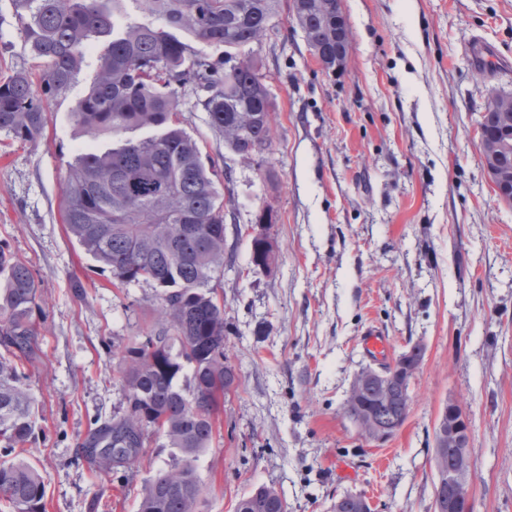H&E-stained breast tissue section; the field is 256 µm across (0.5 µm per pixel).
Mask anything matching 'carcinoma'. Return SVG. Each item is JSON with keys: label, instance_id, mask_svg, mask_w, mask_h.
Masks as SVG:
<instances>
[{"label": "carcinoma", "instance_id": "carcinoma-1", "mask_svg": "<svg viewBox=\"0 0 512 512\" xmlns=\"http://www.w3.org/2000/svg\"><path fill=\"white\" fill-rule=\"evenodd\" d=\"M123 0H14L21 37L33 71L0 82V133L31 142L48 124L47 105L96 54L92 85L70 112L74 127L94 141L112 136V148L87 146L65 176L66 231L121 285L159 289L161 318L130 339L118 362L127 408L89 433L85 455L100 471L139 460L149 435L177 449L168 469L144 487L138 512H196L204 486L196 462L221 439L218 413L224 377L236 376L226 356L224 306L216 288L224 275V198L216 162L182 127L180 88L192 80L209 92L211 129L243 155L272 143L274 99L250 61L226 72L172 30L224 52H243L260 41L282 0H135L141 18L115 29ZM338 0H308L300 18L308 38L321 41L322 14ZM150 128L138 139L122 135ZM42 312L28 263L0 245V495L15 512H46V479L32 462L12 456L35 433L42 417L29 393V367L40 347ZM410 399L383 407L405 422ZM369 394L353 396L346 413L369 439ZM332 512H361L350 493ZM236 512H287L282 494L259 486Z\"/></svg>", "mask_w": 512, "mask_h": 512}]
</instances>
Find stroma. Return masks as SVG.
Returning <instances> with one entry per match:
<instances>
[{
  "instance_id": "stroma-1",
  "label": "stroma",
  "mask_w": 512,
  "mask_h": 512,
  "mask_svg": "<svg viewBox=\"0 0 512 512\" xmlns=\"http://www.w3.org/2000/svg\"><path fill=\"white\" fill-rule=\"evenodd\" d=\"M346 69L324 72L282 18L251 57L276 102L270 151L244 161L208 125L205 90L180 93L183 128L232 180L220 302L238 388L219 415L223 441L197 462L199 512H234L261 485L288 512H330L363 495L374 512H433L435 430L456 401L471 426L473 512H512V203L479 160L481 114L512 92V0H341ZM492 45L488 68L475 43ZM13 0H0V79L32 68ZM87 64L49 106L35 141L0 140V243L39 280L41 360L28 387L45 422L20 457L45 475L48 512H137L173 450L150 438L140 460L104 473L82 456L96 418L124 410L113 371L156 317L158 293L115 286L69 237L64 176L86 137L69 114L92 81ZM272 208L279 260L251 269V230ZM388 361L424 348L410 411L383 445L345 412L371 360L366 327ZM361 346L366 356L372 359L383 358L388 352L387 342L381 331L367 328L362 336Z\"/></svg>"
}]
</instances>
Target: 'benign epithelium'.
<instances>
[{
  "mask_svg": "<svg viewBox=\"0 0 512 512\" xmlns=\"http://www.w3.org/2000/svg\"><path fill=\"white\" fill-rule=\"evenodd\" d=\"M325 31L335 47L315 45L309 50L325 71L337 75L345 69L348 58L349 28L345 15L338 13L327 18ZM479 155L497 196L503 201L512 202V93H499L491 97L479 127ZM274 219L273 211L267 208L261 210L256 220L257 231L252 235L261 246V255L254 264V268L261 273L273 272L277 264V245L268 232ZM422 358L423 350L412 348L402 354L389 371L365 367L356 374L352 391L360 393L369 380L381 383L385 390L394 374L409 382L414 378ZM368 425L377 443L386 441L396 431L394 423L385 415L371 416ZM469 441L468 416L457 403L448 402L439 421L437 441L439 447L454 449V457L448 461V478L438 482L439 491L448 493V512H472L471 462L467 453Z\"/></svg>",
  "mask_w": 512,
  "mask_h": 512,
  "instance_id": "benign-epithelium-1",
  "label": "benign epithelium"
}]
</instances>
